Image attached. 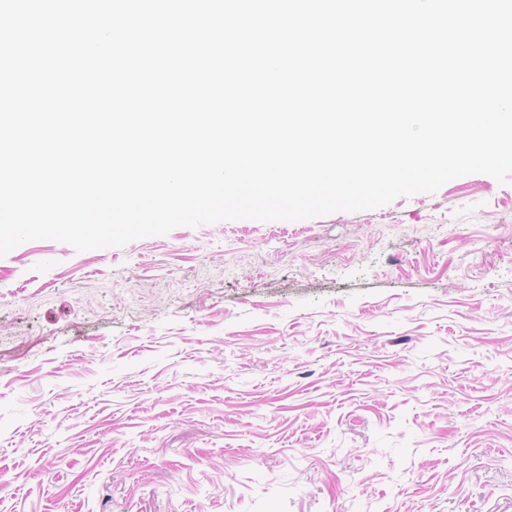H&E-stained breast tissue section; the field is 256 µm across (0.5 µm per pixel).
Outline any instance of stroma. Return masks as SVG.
<instances>
[{
  "instance_id": "obj_1",
  "label": "stroma",
  "mask_w": 512,
  "mask_h": 512,
  "mask_svg": "<svg viewBox=\"0 0 512 512\" xmlns=\"http://www.w3.org/2000/svg\"><path fill=\"white\" fill-rule=\"evenodd\" d=\"M0 512H512V183L0 257Z\"/></svg>"
}]
</instances>
